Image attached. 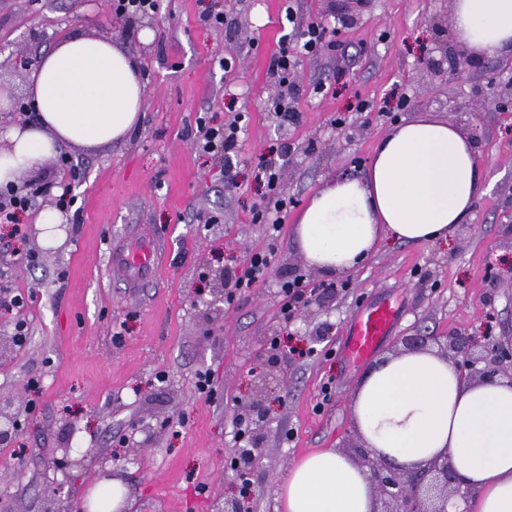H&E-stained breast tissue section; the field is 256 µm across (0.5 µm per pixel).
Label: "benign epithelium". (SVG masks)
<instances>
[{"label": "benign epithelium", "instance_id": "benign-epithelium-1", "mask_svg": "<svg viewBox=\"0 0 512 512\" xmlns=\"http://www.w3.org/2000/svg\"><path fill=\"white\" fill-rule=\"evenodd\" d=\"M443 358L455 367L461 377L494 383L504 379L512 384V340L493 346L485 345L469 335L450 336ZM484 367H478V364ZM18 421L14 413L0 408V439H7ZM360 466L373 486L384 509L376 512H448L453 499L465 500L469 488L461 484L448 455H440L413 470L393 466L385 459L359 447Z\"/></svg>", "mask_w": 512, "mask_h": 512}]
</instances>
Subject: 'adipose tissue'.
<instances>
[{
    "label": "adipose tissue",
    "instance_id": "1",
    "mask_svg": "<svg viewBox=\"0 0 512 512\" xmlns=\"http://www.w3.org/2000/svg\"><path fill=\"white\" fill-rule=\"evenodd\" d=\"M454 40L474 56L512 54V0H453ZM38 118L0 129V186L62 148L120 143L139 125L141 61L114 41L61 39L32 68ZM487 191L472 139L460 127L417 116L376 145L364 176L341 175L311 195L294 226L310 266L355 270L386 238L444 240ZM365 446L406 469L448 454L474 497L458 512H512V384L468 381L430 351L384 357L352 394ZM284 512H373L358 464L327 449L295 462L278 485Z\"/></svg>",
    "mask_w": 512,
    "mask_h": 512
}]
</instances>
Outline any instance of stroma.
Returning <instances> with one entry per match:
<instances>
[{
  "label": "stroma",
  "instance_id": "stroma-1",
  "mask_svg": "<svg viewBox=\"0 0 512 512\" xmlns=\"http://www.w3.org/2000/svg\"><path fill=\"white\" fill-rule=\"evenodd\" d=\"M290 10L323 23L332 47L299 55L284 121L267 101L281 92L269 65L292 29ZM218 12L222 27L205 23ZM450 12L451 0H160L128 23L110 0H0V86L14 100L27 101L31 69L65 36L116 41L141 58L145 86L142 122L125 142L68 150L79 180L55 159L21 175L31 213L56 205L63 187L75 195L59 245H43L33 224L16 237L0 225V301L26 299L0 319V333L27 327L25 345L0 359V397L25 407L11 445L0 447V512H73L104 480L105 456L135 512H231L239 502L280 512L276 488L295 461L359 442L351 396L370 364L342 348L364 305L399 309L379 358L414 334L434 350L459 334L512 336V109L493 97L512 69L498 56L449 72ZM144 28L154 33L147 44ZM421 115L469 134L486 194L448 240L384 241L335 300L283 322L281 283L324 279L295 245L299 210L330 178L362 176L376 143ZM203 118L243 129L236 189L225 187L220 158L195 150ZM283 143L293 204L275 235L251 221L267 202L253 167ZM144 235L156 239L160 262L133 288L108 252ZM258 250L273 254L265 280L232 303L215 301L219 273L242 274ZM201 372L213 394L197 391ZM259 384L260 454L242 480L230 461L241 408ZM145 415L157 427L152 448L129 439ZM68 442L86 453L82 466L58 462Z\"/></svg>",
  "mask_w": 512,
  "mask_h": 512
}]
</instances>
